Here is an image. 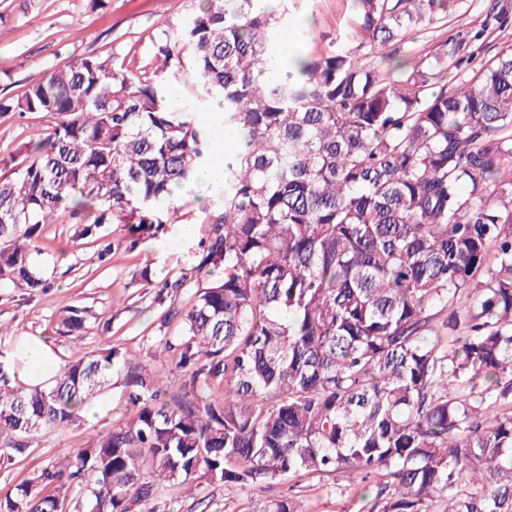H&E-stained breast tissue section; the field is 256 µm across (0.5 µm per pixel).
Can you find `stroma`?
<instances>
[{"label":"stroma","instance_id":"1","mask_svg":"<svg viewBox=\"0 0 512 512\" xmlns=\"http://www.w3.org/2000/svg\"><path fill=\"white\" fill-rule=\"evenodd\" d=\"M195 0H108L101 9L90 0H0V97H13L45 73L86 55L111 56L114 64L136 57L152 60V41L167 25H179L194 10ZM288 26L292 53L318 55L328 41L347 30L353 19L352 0H289ZM455 44L470 60L469 72L483 66L498 47L512 46V0H454L444 26L425 25L408 35L402 53L411 62L434 54L440 42ZM49 123L43 115L0 116V159L17 153L23 142L44 137ZM190 193L177 200L175 223L136 248L123 241L120 225L107 226L113 247L101 255L100 245L75 237V225L58 222L43 227L41 255L35 262L47 281L34 296L0 285V353L14 354L29 340L46 343L55 363L119 346L127 357L165 378L180 372L166 359H155L154 338L160 331L175 334L179 320L163 323L167 309L184 308L191 289H171L182 271L197 265V243L210 230ZM195 228L193 238L178 236L180 224ZM149 279H141V270ZM86 308L89 330L79 336L56 331L63 307ZM92 405V412L68 428L39 437L14 463L0 464V496L32 478L34 469L73 455L89 437L126 421L130 409L121 376ZM289 484L266 488H230L213 484L185 494L175 488L160 492L156 512H259L264 501L284 494ZM310 512H359L356 485L337 484L335 476H314L300 485Z\"/></svg>","mask_w":512,"mask_h":512}]
</instances>
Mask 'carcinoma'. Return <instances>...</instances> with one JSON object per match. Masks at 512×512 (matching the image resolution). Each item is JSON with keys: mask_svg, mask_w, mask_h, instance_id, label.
<instances>
[{"mask_svg": "<svg viewBox=\"0 0 512 512\" xmlns=\"http://www.w3.org/2000/svg\"><path fill=\"white\" fill-rule=\"evenodd\" d=\"M345 40L256 76L280 51L288 6L200 0L153 41L156 67L86 56L0 98L50 132L0 164V283L33 295L42 227L64 219L129 248L174 220L218 154L210 129L175 111L185 66L241 137L180 333L155 339L172 384L112 345L60 364L46 383L0 359V461L62 430L123 376L129 419L93 434L0 512H153L164 486L240 487L354 475L367 512H512V48L473 76L443 80L455 49L410 69L381 47L447 17L452 0H353ZM85 310L58 329L79 336ZM214 385L223 397L202 391ZM83 496H70L73 486ZM261 512H308L297 496Z\"/></svg>", "mask_w": 512, "mask_h": 512, "instance_id": "1", "label": "carcinoma"}]
</instances>
